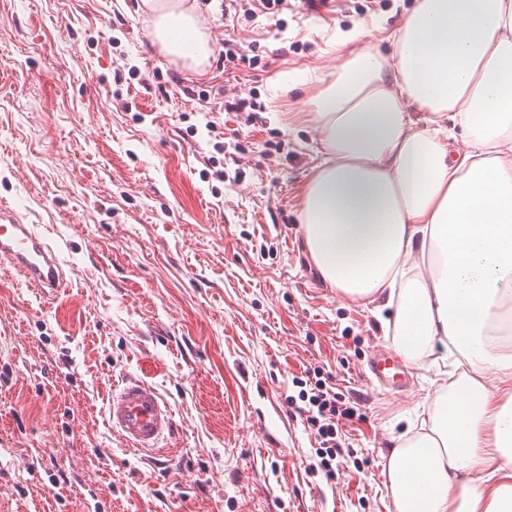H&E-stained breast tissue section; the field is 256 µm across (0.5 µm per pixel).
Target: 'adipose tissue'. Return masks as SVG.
Masks as SVG:
<instances>
[{
    "instance_id": "ef3b65f1",
    "label": "adipose tissue",
    "mask_w": 512,
    "mask_h": 512,
    "mask_svg": "<svg viewBox=\"0 0 512 512\" xmlns=\"http://www.w3.org/2000/svg\"><path fill=\"white\" fill-rule=\"evenodd\" d=\"M151 38L191 66L211 53L194 7L142 0ZM340 34L326 77L292 70V121L321 158L299 220L320 277L344 299L393 309L392 344L440 383L382 475L388 512H512V0H415L389 59Z\"/></svg>"
}]
</instances>
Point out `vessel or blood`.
Returning <instances> with one entry per match:
<instances>
[{
	"label": "vessel or blood",
	"mask_w": 512,
	"mask_h": 512,
	"mask_svg": "<svg viewBox=\"0 0 512 512\" xmlns=\"http://www.w3.org/2000/svg\"><path fill=\"white\" fill-rule=\"evenodd\" d=\"M0 261L23 276L30 287L57 291L65 274L53 247L10 207L0 204ZM367 376L380 386L402 391L407 386L400 358L391 351L371 357ZM107 414L114 432L132 449L158 448L165 432L173 427L172 413L155 387L137 379L127 380L113 390Z\"/></svg>",
	"instance_id": "obj_1"
}]
</instances>
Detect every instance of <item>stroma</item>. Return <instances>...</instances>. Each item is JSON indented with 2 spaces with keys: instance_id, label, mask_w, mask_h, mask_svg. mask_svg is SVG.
Here are the masks:
<instances>
[{
  "instance_id": "35a3bbf8",
  "label": "stroma",
  "mask_w": 512,
  "mask_h": 512,
  "mask_svg": "<svg viewBox=\"0 0 512 512\" xmlns=\"http://www.w3.org/2000/svg\"><path fill=\"white\" fill-rule=\"evenodd\" d=\"M414 0H300L233 23L237 0H197L213 35L204 74L153 45L141 0H0V202L55 247L51 296L0 271V512H386L384 457L420 422L436 368L401 393L370 385L384 321L325 283L298 224L318 134L275 118L280 73L337 65L332 39L390 55ZM266 67L225 70L224 40ZM256 97L262 112H228ZM331 375L358 416L334 479L287 399ZM132 375L170 405L168 454L129 449L105 404Z\"/></svg>"
}]
</instances>
